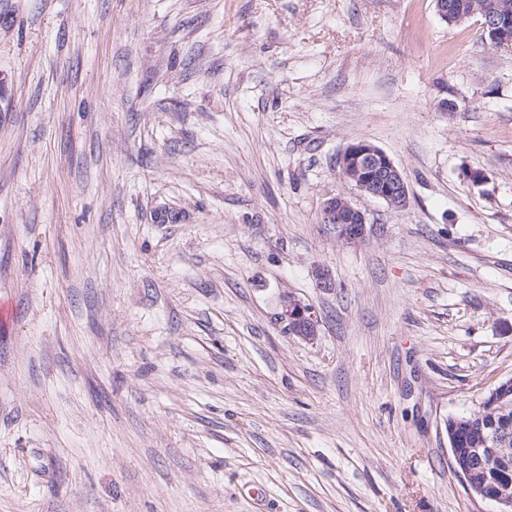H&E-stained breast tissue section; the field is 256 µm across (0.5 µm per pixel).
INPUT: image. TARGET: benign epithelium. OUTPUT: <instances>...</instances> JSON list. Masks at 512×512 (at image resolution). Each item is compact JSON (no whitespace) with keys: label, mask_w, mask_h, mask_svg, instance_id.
Masks as SVG:
<instances>
[{"label":"benign epithelium","mask_w":512,"mask_h":512,"mask_svg":"<svg viewBox=\"0 0 512 512\" xmlns=\"http://www.w3.org/2000/svg\"><path fill=\"white\" fill-rule=\"evenodd\" d=\"M436 10L449 24L460 23L477 16L491 44L499 49H512V0H482L476 7L464 11L448 5V0H435ZM341 173L360 191L384 201L391 209L402 212L409 206V192L400 169L381 149L368 141H357L346 147L338 159ZM321 222L336 225L340 239L350 244L365 240V214L342 196L327 199L322 207ZM294 336L311 339L317 335V321L302 303L288 299L279 314ZM476 432L475 447L455 467L468 489L480 499L497 506V512H512V485H487L485 474L512 458V446L506 436L489 439L484 429L469 422Z\"/></svg>","instance_id":"benign-epithelium-1"}]
</instances>
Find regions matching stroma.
Returning a JSON list of instances; mask_svg holds the SVG:
<instances>
[{
  "label": "stroma",
  "mask_w": 512,
  "mask_h": 512,
  "mask_svg": "<svg viewBox=\"0 0 512 512\" xmlns=\"http://www.w3.org/2000/svg\"><path fill=\"white\" fill-rule=\"evenodd\" d=\"M359 140L405 211L343 178ZM509 378L512 51L478 18L0 0V512H490L448 420ZM320 219L324 224H336L338 237L347 243L359 244L365 240V214L342 196L331 197L324 202ZM279 317L287 324L291 335L312 339L317 334V321L309 309L295 299L288 298L284 301Z\"/></svg>",
  "instance_id": "obj_1"
}]
</instances>
